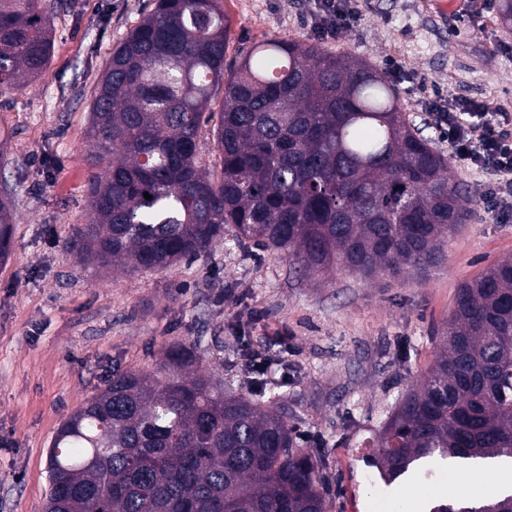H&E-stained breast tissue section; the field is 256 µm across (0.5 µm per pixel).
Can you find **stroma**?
Wrapping results in <instances>:
<instances>
[{"mask_svg": "<svg viewBox=\"0 0 512 512\" xmlns=\"http://www.w3.org/2000/svg\"><path fill=\"white\" fill-rule=\"evenodd\" d=\"M359 20L317 39L306 0H222L228 59L268 38L318 42L378 70L409 122L441 152L448 141L425 89L512 113V27L486 0H347ZM155 0H60L52 58L34 81L0 92V198L17 214L0 264V512H42L50 446L65 418L114 371L154 363L165 345L194 346L238 384L234 327L284 360L278 392L297 443L320 456L329 512H426L410 476L385 482L364 441L433 362L460 285L512 254V223L486 208V177L451 166L473 192L472 215L428 272L404 281L349 274L306 278L287 257L250 244L164 270L105 273L64 247L90 223L87 127L93 89L113 48ZM408 72L400 79L394 65Z\"/></svg>", "mask_w": 512, "mask_h": 512, "instance_id": "35a3bbf8", "label": "stroma"}]
</instances>
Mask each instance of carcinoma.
Segmentation results:
<instances>
[{"mask_svg": "<svg viewBox=\"0 0 512 512\" xmlns=\"http://www.w3.org/2000/svg\"><path fill=\"white\" fill-rule=\"evenodd\" d=\"M55 9L0 0L1 89L47 66ZM228 32L220 0H157L113 48L89 113L93 220L75 230L79 263L154 271L210 253L230 229L309 277L399 279L438 264L472 200L395 88L312 43L270 38L228 62ZM220 92L209 171L198 143ZM14 235L1 199V264ZM254 357L243 344L244 394L182 343L112 373L53 441L44 512H327L320 464L267 398L275 384ZM366 447L389 481L512 459V256L458 288L433 363ZM428 512H512V493Z\"/></svg>", "mask_w": 512, "mask_h": 512, "instance_id": "obj_1", "label": "carcinoma"}]
</instances>
